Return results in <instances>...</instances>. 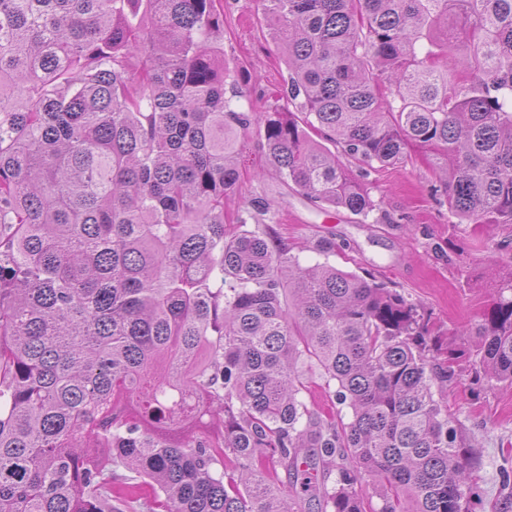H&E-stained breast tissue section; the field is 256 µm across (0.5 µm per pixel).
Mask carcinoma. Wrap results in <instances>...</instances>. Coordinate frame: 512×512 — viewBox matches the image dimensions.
<instances>
[{
  "label": "carcinoma",
  "mask_w": 512,
  "mask_h": 512,
  "mask_svg": "<svg viewBox=\"0 0 512 512\" xmlns=\"http://www.w3.org/2000/svg\"><path fill=\"white\" fill-rule=\"evenodd\" d=\"M220 2L0 0V512H115L118 466L153 512H476L431 315L224 205L254 129L326 215L375 207L347 160L419 146L450 213L512 224V0H259L288 71L261 113ZM474 335L512 385V277ZM306 376L309 381V391L303 393V398L310 408H314L322 413L328 412L332 408L333 411L336 412L337 409L341 408L335 400L334 402L336 407L332 406L328 393H326L324 388L321 387V385H323V380L320 378L318 370H309L306 373Z\"/></svg>",
  "instance_id": "cac0c4a2"
}]
</instances>
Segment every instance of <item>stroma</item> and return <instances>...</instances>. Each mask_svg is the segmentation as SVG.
Masks as SVG:
<instances>
[{
    "instance_id": "35a3bbf8",
    "label": "stroma",
    "mask_w": 512,
    "mask_h": 512,
    "mask_svg": "<svg viewBox=\"0 0 512 512\" xmlns=\"http://www.w3.org/2000/svg\"><path fill=\"white\" fill-rule=\"evenodd\" d=\"M224 56L244 75L243 90L256 111L281 98L287 71L262 21L257 0H222ZM404 165L364 168L359 180L376 208L368 218L341 211L325 221L299 192L265 174V154L255 133H247L239 158V195L229 216L249 200H268L270 213L249 227L271 230L305 265L329 263L357 273L371 272L432 315L444 341L474 330L512 277V227L465 224L452 216L433 175L428 153L415 149ZM335 236L336 252L319 253L317 244ZM475 347H466L456 377L446 390L448 412L458 438L476 461L474 475L485 512H512V386L478 383Z\"/></svg>"
}]
</instances>
